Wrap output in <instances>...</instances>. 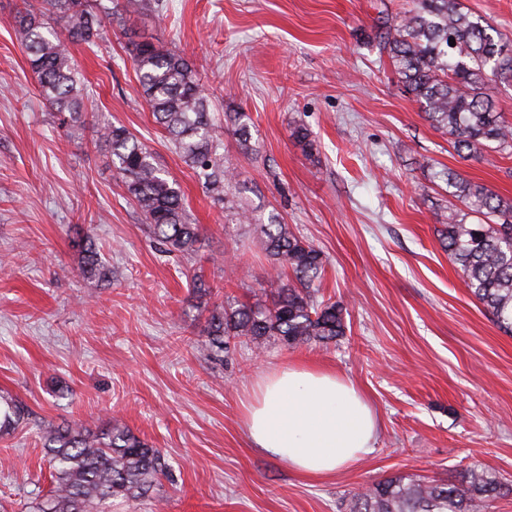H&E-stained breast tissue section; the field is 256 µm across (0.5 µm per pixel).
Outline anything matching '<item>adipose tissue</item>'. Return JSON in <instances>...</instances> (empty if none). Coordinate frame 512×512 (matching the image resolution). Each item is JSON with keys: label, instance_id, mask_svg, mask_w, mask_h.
<instances>
[{"label": "adipose tissue", "instance_id": "1", "mask_svg": "<svg viewBox=\"0 0 512 512\" xmlns=\"http://www.w3.org/2000/svg\"><path fill=\"white\" fill-rule=\"evenodd\" d=\"M253 447L314 479L327 478L370 452L375 410L347 377L317 366L260 375L242 404Z\"/></svg>", "mask_w": 512, "mask_h": 512}]
</instances>
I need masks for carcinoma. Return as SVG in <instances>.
I'll list each match as a JSON object with an SVG mask.
<instances>
[{
  "label": "carcinoma",
  "instance_id": "1",
  "mask_svg": "<svg viewBox=\"0 0 512 512\" xmlns=\"http://www.w3.org/2000/svg\"><path fill=\"white\" fill-rule=\"evenodd\" d=\"M43 6L20 11L14 32L24 47L41 93L55 110L80 122L88 86L75 75L74 45H98L112 10L135 13L143 0H42ZM58 24L65 35L58 34ZM379 46L391 59L406 92L424 110L431 125L448 135L462 158L492 164L512 157V126L493 110L497 85L512 80V43L479 18L464 13L458 0H413L395 18L378 19ZM455 40L449 44V40ZM136 75L152 116L168 134L183 161L204 180L206 189L224 198L234 174L224 169L222 142L208 110V96L190 62L180 53L152 42L135 44ZM240 145L253 151L249 117H234ZM304 155L314 157V140L304 126L291 131ZM112 164L122 175L152 235L167 253L196 251L201 226L191 222L179 184L158 166L153 152L122 125L98 131ZM448 193L482 216L467 223L468 213L452 210L440 230L448 255L460 266L467 291L483 304L498 327L512 333V202L483 184L447 175ZM264 251L278 270L279 286L271 303L215 306L207 318L205 349L219 357L232 341L260 351L270 341L285 347L328 345L345 333L343 308L318 299L325 272L322 253L297 236L276 215L260 225ZM79 270L105 278L107 268L96 245L86 238ZM28 415L24 405L0 396V436L15 431ZM51 468V488L33 505L35 512H100L112 497L146 493L169 464L161 451L115 421L96 429L81 425L47 426L41 435ZM512 487L485 468H473L465 483H440L395 475L355 492L350 512H485Z\"/></svg>",
  "mask_w": 512,
  "mask_h": 512
}]
</instances>
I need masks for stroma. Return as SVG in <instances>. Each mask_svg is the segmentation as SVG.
Masks as SVG:
<instances>
[{
    "instance_id": "obj_1",
    "label": "stroma",
    "mask_w": 512,
    "mask_h": 512,
    "mask_svg": "<svg viewBox=\"0 0 512 512\" xmlns=\"http://www.w3.org/2000/svg\"><path fill=\"white\" fill-rule=\"evenodd\" d=\"M24 0H0V393L28 408L0 437V505L30 512L50 489L40 433L117 419L170 472L105 512H349L359 486L396 474L461 482L480 466L512 484V334L464 288L439 240L452 169L512 199V157L460 158L405 92L376 39L380 12L411 0H145L72 53L90 87L71 126L40 94L13 31ZM512 39V0H459ZM182 52L209 98L224 165L214 201L155 123L133 43ZM250 116L243 152L228 116ZM125 126L180 185L201 240L161 253L101 124ZM316 142L305 157L290 129ZM247 211L250 222L238 219ZM327 259L319 297L344 309L336 343L222 360L201 349L208 309L265 299L279 279L260 233L270 214ZM90 236L110 281L79 271ZM203 273L212 292L192 289ZM313 365L361 389L379 419L371 451L315 480L253 448L241 404L261 374Z\"/></svg>"
}]
</instances>
